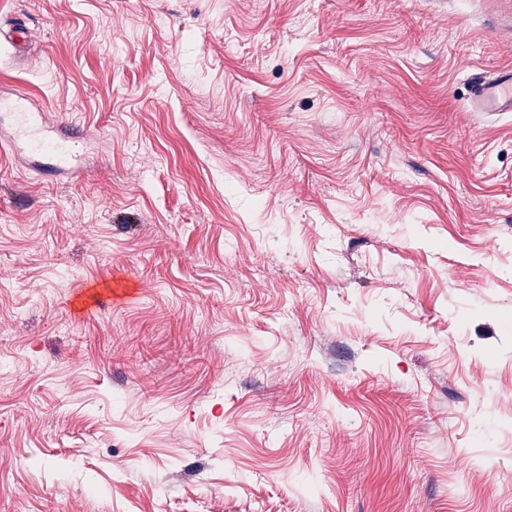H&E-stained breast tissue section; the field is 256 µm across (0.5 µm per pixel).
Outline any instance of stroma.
Here are the masks:
<instances>
[{"label":"stroma","instance_id":"35a3bbf8","mask_svg":"<svg viewBox=\"0 0 512 512\" xmlns=\"http://www.w3.org/2000/svg\"><path fill=\"white\" fill-rule=\"evenodd\" d=\"M18 17L0 99L87 151L0 150V512H512V9ZM469 109L487 117L512 112V68H493L473 78Z\"/></svg>","mask_w":512,"mask_h":512}]
</instances>
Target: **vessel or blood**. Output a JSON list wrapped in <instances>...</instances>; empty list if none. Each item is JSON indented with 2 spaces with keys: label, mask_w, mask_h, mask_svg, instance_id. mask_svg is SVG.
I'll return each instance as SVG.
<instances>
[{
  "label": "vessel or blood",
  "mask_w": 512,
  "mask_h": 512,
  "mask_svg": "<svg viewBox=\"0 0 512 512\" xmlns=\"http://www.w3.org/2000/svg\"><path fill=\"white\" fill-rule=\"evenodd\" d=\"M26 95L13 100L15 122L7 144H21L29 155L48 160L52 170L68 171L73 167L76 145L66 136H55L46 129L45 120L28 110ZM469 108L488 117L512 112V68H494L472 79Z\"/></svg>",
  "instance_id": "b4317fda"
}]
</instances>
